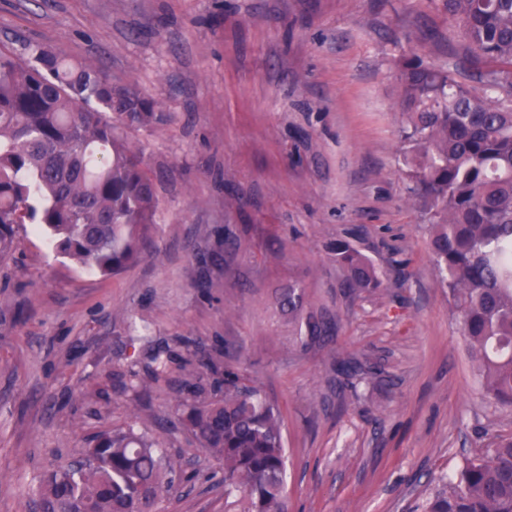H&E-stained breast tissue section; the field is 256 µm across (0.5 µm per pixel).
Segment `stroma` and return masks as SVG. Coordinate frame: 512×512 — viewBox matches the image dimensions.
I'll list each match as a JSON object with an SVG mask.
<instances>
[{
	"label": "stroma",
	"mask_w": 512,
	"mask_h": 512,
	"mask_svg": "<svg viewBox=\"0 0 512 512\" xmlns=\"http://www.w3.org/2000/svg\"><path fill=\"white\" fill-rule=\"evenodd\" d=\"M27 42L139 86L172 120L135 135L162 202L137 264L103 278L29 225L0 259V512H35L43 472L132 423L192 476L162 512H229L175 411L203 355L281 407L288 512H426L512 433V406L482 394L401 154L400 57L469 86L489 67L441 0H0V44ZM224 227L236 241L219 250ZM339 237L380 288H344ZM291 285L296 314L279 304ZM303 314L332 333L301 344ZM157 352L168 378L133 395L130 368Z\"/></svg>",
	"instance_id": "1"
}]
</instances>
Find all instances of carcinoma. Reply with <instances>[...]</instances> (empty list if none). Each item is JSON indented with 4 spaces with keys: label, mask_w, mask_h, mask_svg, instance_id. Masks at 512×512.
Returning a JSON list of instances; mask_svg holds the SVG:
<instances>
[{
    "label": "carcinoma",
    "mask_w": 512,
    "mask_h": 512,
    "mask_svg": "<svg viewBox=\"0 0 512 512\" xmlns=\"http://www.w3.org/2000/svg\"><path fill=\"white\" fill-rule=\"evenodd\" d=\"M479 73L512 91V0H442ZM403 157L411 200L431 224L439 284L458 314L485 394L512 406V99L491 100L450 70L400 60ZM169 113L136 86L61 51L0 49V258L14 229L31 224L57 253L110 277L135 264L161 210L140 129ZM344 287L377 288L380 274L350 242L332 246ZM329 331L309 316L302 343ZM187 373L179 420L224 469L236 512H286V448L279 407L245 374L202 356ZM78 462L46 471L41 512H159L178 465L130 425L98 432ZM428 512H512V435L468 459Z\"/></svg>",
    "instance_id": "1"
}]
</instances>
